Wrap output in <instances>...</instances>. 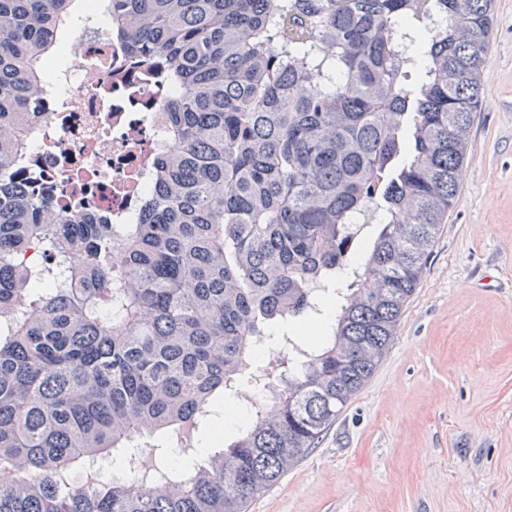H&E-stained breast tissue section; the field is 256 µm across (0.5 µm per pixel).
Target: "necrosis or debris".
Instances as JSON below:
<instances>
[{
	"mask_svg": "<svg viewBox=\"0 0 512 512\" xmlns=\"http://www.w3.org/2000/svg\"><path fill=\"white\" fill-rule=\"evenodd\" d=\"M67 51L70 64L37 98L41 117L16 178L36 197L79 204L90 219L131 223L153 193L158 156L172 146L162 78L134 68L100 0H86Z\"/></svg>",
	"mask_w": 512,
	"mask_h": 512,
	"instance_id": "1",
	"label": "necrosis or debris"
}]
</instances>
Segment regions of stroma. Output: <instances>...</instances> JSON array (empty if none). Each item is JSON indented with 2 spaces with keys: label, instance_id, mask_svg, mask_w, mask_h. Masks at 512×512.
Masks as SVG:
<instances>
[{
  "label": "stroma",
  "instance_id": "stroma-1",
  "mask_svg": "<svg viewBox=\"0 0 512 512\" xmlns=\"http://www.w3.org/2000/svg\"><path fill=\"white\" fill-rule=\"evenodd\" d=\"M448 222L397 335L317 448L248 512H512V0Z\"/></svg>",
  "mask_w": 512,
  "mask_h": 512
}]
</instances>
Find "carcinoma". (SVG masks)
Returning a JSON list of instances; mask_svg holds the SVG:
<instances>
[{
	"instance_id": "1",
	"label": "carcinoma",
	"mask_w": 512,
	"mask_h": 512,
	"mask_svg": "<svg viewBox=\"0 0 512 512\" xmlns=\"http://www.w3.org/2000/svg\"><path fill=\"white\" fill-rule=\"evenodd\" d=\"M494 0H105L177 93L155 200L116 236L15 181L78 0H0V512H246L315 448L394 339L459 192ZM448 16L428 32L425 20ZM411 37L402 60L394 28ZM383 210L367 248L351 217ZM332 311L269 381V325ZM275 391L205 463L61 477Z\"/></svg>"
}]
</instances>
